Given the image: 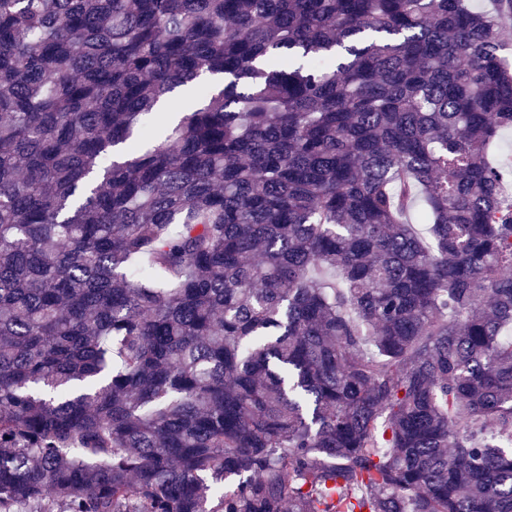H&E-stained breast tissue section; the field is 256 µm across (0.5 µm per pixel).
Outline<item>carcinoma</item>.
<instances>
[{"label":"carcinoma","instance_id":"obj_1","mask_svg":"<svg viewBox=\"0 0 512 512\" xmlns=\"http://www.w3.org/2000/svg\"><path fill=\"white\" fill-rule=\"evenodd\" d=\"M491 2L0 0V512H512Z\"/></svg>","mask_w":512,"mask_h":512}]
</instances>
